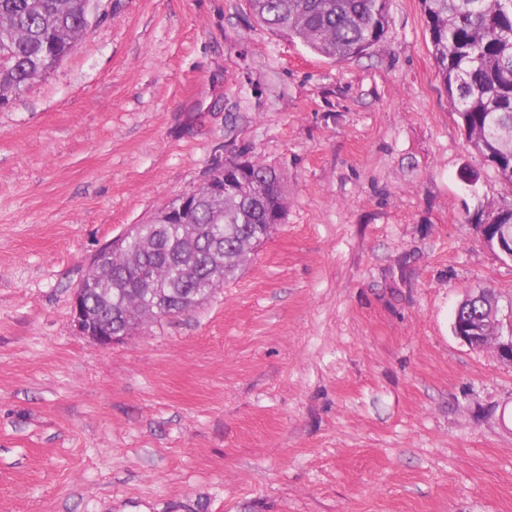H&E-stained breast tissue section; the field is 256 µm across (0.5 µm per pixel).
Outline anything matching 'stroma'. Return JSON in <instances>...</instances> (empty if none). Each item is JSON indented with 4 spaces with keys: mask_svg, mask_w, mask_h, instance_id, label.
<instances>
[{
    "mask_svg": "<svg viewBox=\"0 0 512 512\" xmlns=\"http://www.w3.org/2000/svg\"><path fill=\"white\" fill-rule=\"evenodd\" d=\"M0 107V512H512V363L454 314L512 304L420 0L336 62L248 0H94ZM246 158L286 215L201 304L99 347L92 260Z\"/></svg>",
    "mask_w": 512,
    "mask_h": 512,
    "instance_id": "1",
    "label": "stroma"
}]
</instances>
